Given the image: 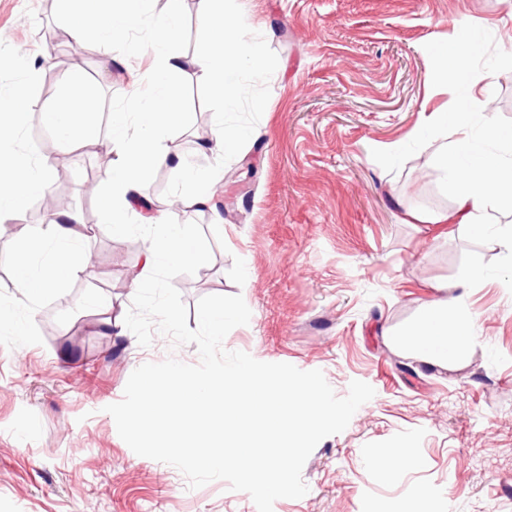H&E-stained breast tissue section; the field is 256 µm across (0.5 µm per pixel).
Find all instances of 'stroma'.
I'll return each mask as SVG.
<instances>
[{
    "label": "stroma",
    "instance_id": "1",
    "mask_svg": "<svg viewBox=\"0 0 512 512\" xmlns=\"http://www.w3.org/2000/svg\"><path fill=\"white\" fill-rule=\"evenodd\" d=\"M111 45L123 65L106 68L98 47L62 68L70 31L60 0H0V93L29 85L21 149L63 164L52 189L83 224H101L106 150L44 148L42 114L74 80L92 96L90 123L107 141L111 111L131 106L129 75L142 69L153 20ZM230 19L252 25L265 74L242 80L234 103L185 73L177 82L186 121L164 145L213 184L198 222L212 260L174 285L196 328L207 295H242L251 311L223 347L257 360L322 371L337 396L351 381L374 397L341 433L306 460L305 496L273 512H512V252L457 224L410 222L453 210L436 153L463 85L440 82L438 48L463 33L490 74L492 108L476 114L512 129V0H228ZM235 130L237 147L217 157L208 132ZM146 234L127 248L98 231L80 243V276L28 308L15 303V260L29 239L0 227V512H257L251 497L215 480L192 489L175 467L136 455L106 406L120 401L132 371L173 356L195 364V345L154 334L143 347L126 327ZM484 281L468 283L471 270ZM94 295L112 302V328L97 324ZM452 299L471 331L458 363L443 366L396 335L422 307Z\"/></svg>",
    "mask_w": 512,
    "mask_h": 512
}]
</instances>
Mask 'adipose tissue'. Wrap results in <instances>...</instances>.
<instances>
[{
	"mask_svg": "<svg viewBox=\"0 0 512 512\" xmlns=\"http://www.w3.org/2000/svg\"><path fill=\"white\" fill-rule=\"evenodd\" d=\"M182 4L183 0H167L166 11L157 25V36L149 46L152 65L133 78L141 102L135 119H128L126 113L117 110L111 114L108 147L114 161L105 173L107 193L102 212L116 237L124 236L135 217L148 205L139 190L144 164L161 166L168 162L164 140L170 128L181 120L170 88L185 68H193L199 80L225 97L235 96L238 86L236 73L230 67L232 61L248 57L250 75L254 78L261 77L265 71L251 27L229 21L224 0H198V13L204 26L195 55L186 58L179 33ZM141 16L139 0H112L108 10L91 21L75 25L71 37L80 45H102L112 41L116 33L131 32ZM440 62L464 76L470 88L467 104L452 116V147L440 150L437 156L438 169L447 176L443 187L453 197L455 210L449 215H422L418 221L464 224L485 235L501 236L505 248L512 251V235L502 236L499 226L489 220L491 210L512 206V133L491 130V137L500 144L499 150L461 162L458 154L470 143L472 117L486 111L489 104V83L485 71L475 64L473 47L463 40L448 42L440 51ZM28 95V85L21 81L0 100L1 225L19 214L31 196L45 194L50 187L47 165L33 163L28 156L11 150L25 124L23 107ZM89 111L87 95L74 89L65 94L57 107L45 112L44 122L64 147L78 145L89 149L97 145L88 133ZM133 125L138 127V134H130ZM146 224L150 244L144 271L132 278L133 284L140 288L145 285V271L153 269L160 260L181 264L197 258L192 226L167 224L156 216L147 219ZM80 227L77 214H54L49 237H36L31 247L19 255L17 305L29 306L42 295L53 292L61 281L83 272V255L75 249L81 237ZM450 307L447 300L426 305L417 327L404 336L420 354L440 364L458 360L470 342V334L463 325L449 323Z\"/></svg>",
	"mask_w": 512,
	"mask_h": 512,
	"instance_id": "1",
	"label": "adipose tissue"
}]
</instances>
